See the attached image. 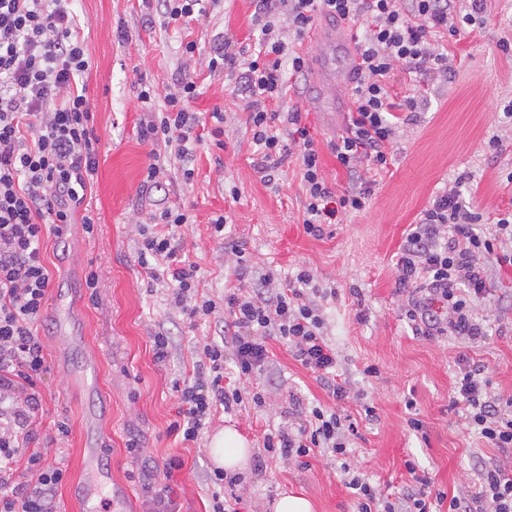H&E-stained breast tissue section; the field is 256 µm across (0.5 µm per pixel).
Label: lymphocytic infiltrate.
<instances>
[{
    "instance_id": "f902f5d3",
    "label": "lymphocytic infiltrate",
    "mask_w": 512,
    "mask_h": 512,
    "mask_svg": "<svg viewBox=\"0 0 512 512\" xmlns=\"http://www.w3.org/2000/svg\"><path fill=\"white\" fill-rule=\"evenodd\" d=\"M70 0H0V512H57L55 490L61 467L49 451L34 447L32 429L40 406L37 383L46 371V353L39 334L41 312L52 276L40 250L45 232H59L71 223L83 205L98 171V142L93 113L77 80L91 67V58L77 32ZM255 41L236 52L215 47L210 69L238 72L237 93L248 110L254 167L265 183L290 155L303 170L306 206L302 226L318 238L338 212L365 210L372 195L365 166L386 169L388 148L403 125L417 120L418 100H397L386 79L396 65L408 72L447 76L450 55L439 36L457 35L454 18L475 24L487 9V0H254ZM324 15L350 25L365 21L355 39L356 59L351 85L352 107L343 134L331 146L346 170L349 186L335 192L322 174L321 157L298 115L279 111L286 81L302 76L307 59L296 48L315 16ZM286 25L292 40L274 36ZM197 86L181 78L167 88L162 107L152 106L153 91H142L147 105L141 122L144 140L172 148L184 179H191V162L204 136L220 139L224 114L213 110L205 125L188 104ZM465 177L443 189L409 230L397 260L398 282L408 293L406 317L418 335L484 336L475 313L477 301L490 295L485 259L512 266V252L502 247L512 239V211L497 217L493 231H479L484 214L464 201ZM191 217L180 209L165 208L153 217V226L138 243L139 260L152 282L170 290V303L189 322L224 311L228 346L205 345L209 379H197L178 390L180 408L170 428L194 439L213 405L225 409L244 398L262 403L260 391L246 392L224 385V355L232 353L237 375L247 378L261 370L268 358L266 337L286 342L294 358L319 373L333 397L348 393L336 374L338 356L323 331V318L306 297L314 277L298 271L294 287H274L272 274L259 276L250 291L225 293L217 301L199 292L198 266L183 253L179 227ZM453 404L461 409L467 429L493 448L512 450V398L491 389L487 366L459 357ZM348 434L340 414L312 408L298 432L267 434L266 452L296 459L314 449L343 460ZM27 481H19L18 470ZM480 489L470 499L431 493L427 477L398 502L381 499L373 486L359 477L347 483L356 499V512H512V466L481 463Z\"/></svg>"
}]
</instances>
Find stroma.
Segmentation results:
<instances>
[{"label":"stroma","instance_id":"1","mask_svg":"<svg viewBox=\"0 0 512 512\" xmlns=\"http://www.w3.org/2000/svg\"><path fill=\"white\" fill-rule=\"evenodd\" d=\"M204 7V15L167 28L159 16L145 25L142 0L70 4L92 61L83 85L99 139V168L90 200L93 231L71 224L63 235L46 236L42 247L52 285L40 327L47 370L37 383L36 445L57 448L65 472L56 492L60 512H148L150 491L163 488L180 512H213L209 443L227 426L251 443L247 469L234 486L240 512H274L283 489L306 494L315 512H354V496L337 463L317 453L303 467L295 459L264 454L266 433L297 432L316 405L354 423L358 435L348 461L382 498L400 497L418 475L431 477L447 496L473 497L479 462H506L512 455L486 447L463 425L451 402L456 361L463 354L482 361L493 391L512 396V271L486 266L500 287L476 307L486 336L427 339L415 334L405 316L407 294L398 284L396 261L410 225L459 175H467L485 221L512 208V56L500 49L502 42L512 43V0H490L481 26L463 23L458 35L448 37L444 46L454 58L449 77L394 68L387 80L390 94H420V117L390 146V163L375 178L369 207L338 214L319 239L303 231L299 160L288 157L273 184L261 180L253 168L247 114L235 91L237 74L208 67L215 44L255 34L252 0H205ZM311 30L324 38L304 42L307 70L293 81L283 108L299 114L321 152L328 182L340 191L348 178L328 144L343 133L351 108L345 80L354 44L346 26L328 17H315ZM189 42L196 45L190 56L184 51ZM183 75L198 86L191 111L224 112V145H198L192 180L172 165L162 189L150 190L143 183L145 170L169 152L164 144L141 139L139 93L146 87L163 92ZM494 134L505 143L497 154L485 148ZM160 203L193 219L180 233L199 267L200 294L217 300L225 286L248 289L261 274L274 273L284 284L298 270L311 272L326 338L351 388L348 399L334 400L319 375L271 337L267 365L247 381L262 389V404L247 400L229 413L213 411L192 442L169 433L179 407L172 385L197 378L202 349L222 340L224 321L215 315L187 326L166 288L150 283L139 265L141 228ZM223 213L229 224L218 237L211 220ZM238 249L246 260L242 267L234 256ZM92 275L98 285L90 289L86 280ZM326 289L334 297H323ZM158 324L174 337L162 363L154 358L150 338ZM369 365L377 376L364 377ZM368 405L374 416L365 415ZM411 417L423 421V434L408 428ZM61 422L69 426L64 437L56 433ZM88 444L100 446L99 463L112 475L111 490L89 504L72 494L89 474L83 461ZM170 458L182 467L169 477L164 464Z\"/></svg>","mask_w":512,"mask_h":512}]
</instances>
